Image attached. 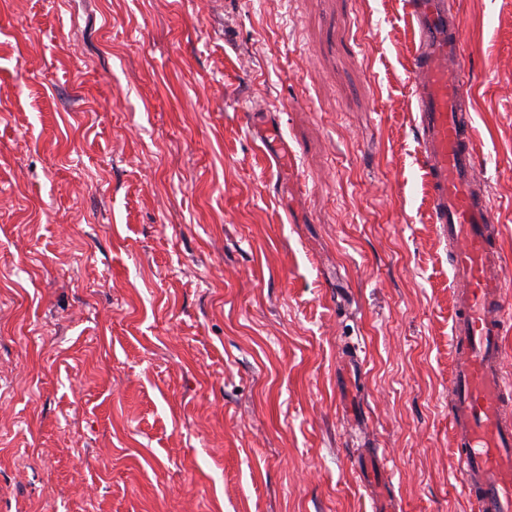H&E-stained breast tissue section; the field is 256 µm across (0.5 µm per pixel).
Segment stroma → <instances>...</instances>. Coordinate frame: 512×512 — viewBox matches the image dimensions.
Returning <instances> with one entry per match:
<instances>
[{
  "label": "stroma",
  "mask_w": 512,
  "mask_h": 512,
  "mask_svg": "<svg viewBox=\"0 0 512 512\" xmlns=\"http://www.w3.org/2000/svg\"><path fill=\"white\" fill-rule=\"evenodd\" d=\"M457 2L512 280V0ZM418 45L406 0H0V512H471Z\"/></svg>",
  "instance_id": "stroma-1"
}]
</instances>
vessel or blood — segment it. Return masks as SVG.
Returning a JSON list of instances; mask_svg holds the SVG:
<instances>
[{"label":"vessel or blood","mask_w":512,"mask_h":512,"mask_svg":"<svg viewBox=\"0 0 512 512\" xmlns=\"http://www.w3.org/2000/svg\"><path fill=\"white\" fill-rule=\"evenodd\" d=\"M408 18L420 35L413 77L432 217L453 248L452 466L475 512H512V371L504 348L512 310L499 226L490 198L477 190L461 17L454 0H408Z\"/></svg>","instance_id":"obj_1"}]
</instances>
